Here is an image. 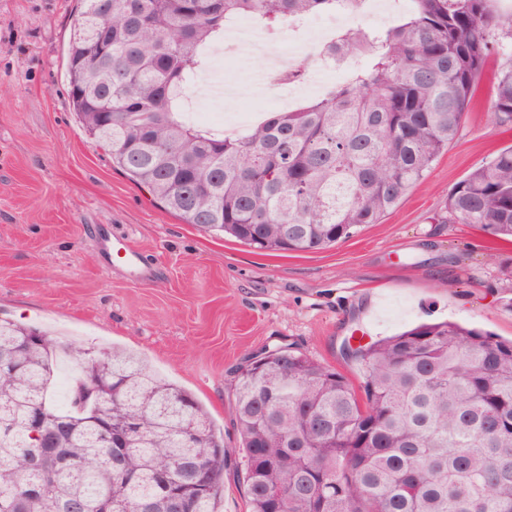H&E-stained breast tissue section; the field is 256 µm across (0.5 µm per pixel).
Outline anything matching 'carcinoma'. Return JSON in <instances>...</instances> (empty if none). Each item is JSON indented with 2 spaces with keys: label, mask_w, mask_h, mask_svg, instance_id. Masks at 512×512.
Listing matches in <instances>:
<instances>
[{
  "label": "carcinoma",
  "mask_w": 512,
  "mask_h": 512,
  "mask_svg": "<svg viewBox=\"0 0 512 512\" xmlns=\"http://www.w3.org/2000/svg\"><path fill=\"white\" fill-rule=\"evenodd\" d=\"M349 0H81L67 51L69 99L127 177L186 224L263 252H316L377 224L458 136L491 73L489 112L512 122V13L492 0H409L334 50L364 62L293 112L237 137L190 121L183 90L226 23L270 33ZM100 44L112 45L103 59ZM447 224L512 241V146L449 193ZM78 367L68 398L57 358ZM355 387L291 344L234 376L238 460L205 408L115 348L64 346L0 319V512H216L224 469L250 512H512V341L442 321L348 348ZM109 420L88 423L95 390ZM57 452L35 453L28 413Z\"/></svg>",
  "instance_id": "obj_1"
}]
</instances>
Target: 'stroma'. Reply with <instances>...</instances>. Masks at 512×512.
Wrapping results in <instances>:
<instances>
[{
  "mask_svg": "<svg viewBox=\"0 0 512 512\" xmlns=\"http://www.w3.org/2000/svg\"><path fill=\"white\" fill-rule=\"evenodd\" d=\"M77 0H0V319L76 347L117 346L191 392L236 447L234 370L293 344L350 380L345 344L455 320L512 340V241L442 224L457 182L512 145L490 78L459 136L380 223L313 253L266 255L213 237L153 201L89 138L68 97ZM152 269L106 264L99 227Z\"/></svg>",
  "mask_w": 512,
  "mask_h": 512,
  "instance_id": "35a3bbf8",
  "label": "stroma"
}]
</instances>
